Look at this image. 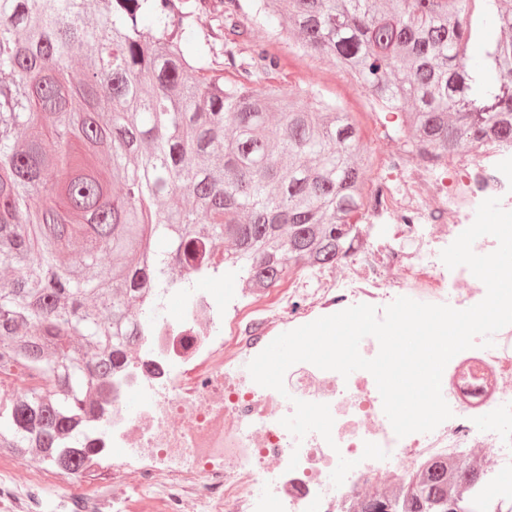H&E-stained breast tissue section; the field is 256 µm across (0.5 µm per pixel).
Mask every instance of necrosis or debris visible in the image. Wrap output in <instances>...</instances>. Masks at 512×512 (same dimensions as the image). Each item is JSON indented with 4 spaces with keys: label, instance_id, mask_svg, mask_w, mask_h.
<instances>
[{
    "label": "necrosis or debris",
    "instance_id": "necrosis-or-debris-1",
    "mask_svg": "<svg viewBox=\"0 0 512 512\" xmlns=\"http://www.w3.org/2000/svg\"><path fill=\"white\" fill-rule=\"evenodd\" d=\"M430 182L418 167L410 192L387 187L367 200V213L391 214L397 237L415 241L413 250L357 246L344 278L324 280L304 299L297 289L285 290L273 306L261 290L230 312L223 289L186 296L181 317L157 323L84 423L99 450L95 465H113L147 484L155 512H179L189 500L204 512H222L227 502L236 512H341L361 503L372 486L405 483L433 458L480 454L488 478L472 492L474 512H502L501 496L512 484V325L497 332L492 347L464 350L447 364L441 389L451 418L432 432L402 438L367 371L345 378L301 362L286 372L281 394L257 385L247 369L269 338L302 317L315 320L358 304L381 310L410 289L422 302L459 310L483 300L486 287L467 267L448 276L428 259L434 246L424 225L468 219L455 194L430 196ZM133 394L140 407L131 415L125 404ZM297 399L329 405L332 441L315 432L299 440L282 426ZM368 442L380 445L387 459H363ZM342 458L356 466L336 487L330 475ZM47 495L35 480L17 486L0 466V512H41ZM57 507L127 512L108 485L69 494Z\"/></svg>",
    "mask_w": 512,
    "mask_h": 512
}]
</instances>
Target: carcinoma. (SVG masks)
Segmentation results:
<instances>
[{
    "label": "carcinoma",
    "mask_w": 512,
    "mask_h": 512,
    "mask_svg": "<svg viewBox=\"0 0 512 512\" xmlns=\"http://www.w3.org/2000/svg\"><path fill=\"white\" fill-rule=\"evenodd\" d=\"M236 7L0 0V265L13 270L0 376L29 383L0 400V453L85 474L96 449L70 440L165 292L211 273L273 288L361 241L368 159L354 120L317 89L260 86L277 60L259 45L238 57L224 38ZM197 15L214 25L187 55ZM256 15L403 113L407 152L428 166L465 148L512 152V0H256ZM474 36L478 61L465 54ZM220 55L242 80L224 82ZM484 475L437 458L361 512H467Z\"/></svg>",
    "instance_id": "obj_1"
}]
</instances>
